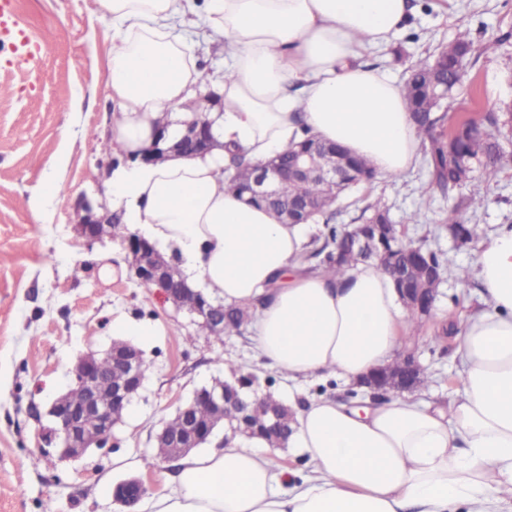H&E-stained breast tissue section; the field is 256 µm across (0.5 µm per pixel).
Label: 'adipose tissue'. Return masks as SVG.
<instances>
[{
  "mask_svg": "<svg viewBox=\"0 0 512 512\" xmlns=\"http://www.w3.org/2000/svg\"><path fill=\"white\" fill-rule=\"evenodd\" d=\"M112 19L110 140L128 156L111 207L155 247L174 250L190 287L255 308L269 367L354 386L399 355L407 327L390 278L359 264L332 277L300 261L301 225L224 184L232 153L254 164L307 136L336 143L376 173L415 164L421 139L405 90L361 63L389 47L410 0H99ZM222 39L218 147L146 160L159 118L181 126L201 72L186 22ZM480 300L456 339L463 367L448 408L408 396L359 406L321 397L296 409L286 448L260 438L179 460L148 512H512V224L480 245ZM309 469L281 465L285 453Z\"/></svg>",
  "mask_w": 512,
  "mask_h": 512,
  "instance_id": "obj_1",
  "label": "adipose tissue"
}]
</instances>
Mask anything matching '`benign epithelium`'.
I'll return each instance as SVG.
<instances>
[{
  "instance_id": "7a95c632",
  "label": "benign epithelium",
  "mask_w": 512,
  "mask_h": 512,
  "mask_svg": "<svg viewBox=\"0 0 512 512\" xmlns=\"http://www.w3.org/2000/svg\"><path fill=\"white\" fill-rule=\"evenodd\" d=\"M211 97L203 95L192 119L182 122L180 138L170 143L165 133H158L147 159L159 158L174 151L194 156L211 151L217 146L214 120L210 118ZM313 158L296 163L288 169L271 160L252 167L247 187L251 198L270 201L277 197L278 186L290 176L300 177L311 170ZM316 174L326 187L334 188L341 182L343 171L339 166L318 167ZM121 224V216L105 212H88L79 233L89 242L112 237V229ZM127 251L139 249L132 272L137 279H149L159 288L165 300L175 309L186 313L193 322L206 321L217 329L224 322V303L208 299L201 291L189 287L184 279H174L171 261L166 259L146 239L129 233L124 238ZM145 359L138 351L108 348L102 353L89 352L79 357L74 367V389L79 397L67 391L55 398L46 411L50 426L45 428L44 440L64 459L85 456L93 448H103L112 439V432L120 423L118 412L127 409L144 386ZM367 385L384 394H399L409 386L405 376L387 367L379 371ZM224 388L213 387L202 396H194L181 407L184 429L170 433L161 428L156 434L157 447L162 457L175 461L200 446L208 437L207 428L200 423V412H224ZM148 494L147 486L138 479L117 483L113 495L125 508L139 503Z\"/></svg>"
}]
</instances>
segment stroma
<instances>
[{
    "label": "stroma",
    "instance_id": "obj_1",
    "mask_svg": "<svg viewBox=\"0 0 512 512\" xmlns=\"http://www.w3.org/2000/svg\"><path fill=\"white\" fill-rule=\"evenodd\" d=\"M21 27L36 40L28 69H16L0 50V512H123L112 496L120 480H142L150 494L170 483L167 463L155 456L156 431L193 392L231 379L241 366L261 390L294 403L321 394L349 397L348 386L313 379L288 381L254 356L251 333L223 340L198 333L196 324L165 302L159 291L138 288L119 242L90 243L76 227L87 211L107 210L105 182L121 155H103L97 135L109 129L112 21L98 0H14ZM409 29L389 48L367 54L372 67L406 78L411 61L435 54L467 31L480 55L468 67L477 99L460 90L453 113L497 110L512 100V0H416ZM48 44H39L41 35ZM499 141L509 161L499 181L482 186V199L466 218L486 237L512 224V126ZM423 163L399 177L374 179L332 207L339 224L357 223L365 202L377 201L412 237H426L444 252L450 269L472 268L477 245L456 246L443 229L453 197L424 189ZM61 201L42 199L48 181ZM478 304L477 282L444 278L430 316L402 337L431 375L419 400L448 406L461 362L430 341L446 318ZM151 326L134 337L148 365L139 396L115 430V444L79 459H63L43 438L47 418L35 410L73 385L77 358L103 351L115 318Z\"/></svg>",
    "mask_w": 512,
    "mask_h": 512
}]
</instances>
